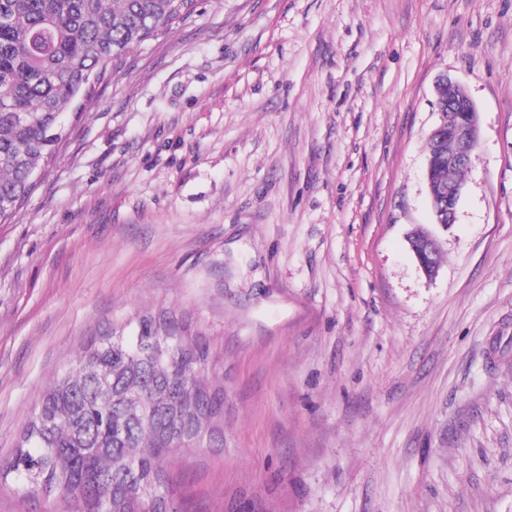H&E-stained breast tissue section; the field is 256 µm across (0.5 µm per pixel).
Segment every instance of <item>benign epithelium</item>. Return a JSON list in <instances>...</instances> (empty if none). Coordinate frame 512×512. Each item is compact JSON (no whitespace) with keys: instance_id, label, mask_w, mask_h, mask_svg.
Wrapping results in <instances>:
<instances>
[{"instance_id":"1","label":"benign epithelium","mask_w":512,"mask_h":512,"mask_svg":"<svg viewBox=\"0 0 512 512\" xmlns=\"http://www.w3.org/2000/svg\"><path fill=\"white\" fill-rule=\"evenodd\" d=\"M458 107H450L448 111L441 113L439 125L429 136L430 154L427 162V184L431 206H436L439 200L448 201V224L456 221L457 205L462 194L463 186L456 182H439L435 179L434 172L437 165L446 160L450 167L470 168L473 153L479 141L478 112L472 99L464 91H459ZM450 138L456 143L454 153L445 156L440 149L444 138ZM410 251L422 270L429 278L434 277L439 269V262L435 257L441 250L437 240L427 231L415 230L407 237Z\"/></svg>"}]
</instances>
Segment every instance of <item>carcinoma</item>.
I'll use <instances>...</instances> for the list:
<instances>
[{"label": "carcinoma", "mask_w": 512, "mask_h": 512, "mask_svg": "<svg viewBox=\"0 0 512 512\" xmlns=\"http://www.w3.org/2000/svg\"><path fill=\"white\" fill-rule=\"evenodd\" d=\"M195 0H0V224H9L68 139L79 98ZM465 171L443 163L442 182ZM206 339L165 314L90 337L26 422L0 478L56 512H183L169 456L224 434V387Z\"/></svg>", "instance_id": "carcinoma-1"}]
</instances>
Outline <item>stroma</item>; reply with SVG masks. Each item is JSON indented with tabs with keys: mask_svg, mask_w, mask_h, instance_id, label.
Returning a JSON list of instances; mask_svg holds the SVG:
<instances>
[{
	"mask_svg": "<svg viewBox=\"0 0 512 512\" xmlns=\"http://www.w3.org/2000/svg\"><path fill=\"white\" fill-rule=\"evenodd\" d=\"M444 76L480 126L448 227ZM147 312L224 384L223 440L167 464L185 512H512V0H198L130 53L0 224V460ZM407 243L422 272L429 278L434 277L439 269L438 259L441 253L437 240L427 231L418 229L408 235Z\"/></svg>",
	"mask_w": 512,
	"mask_h": 512,
	"instance_id": "stroma-1",
	"label": "stroma"
}]
</instances>
